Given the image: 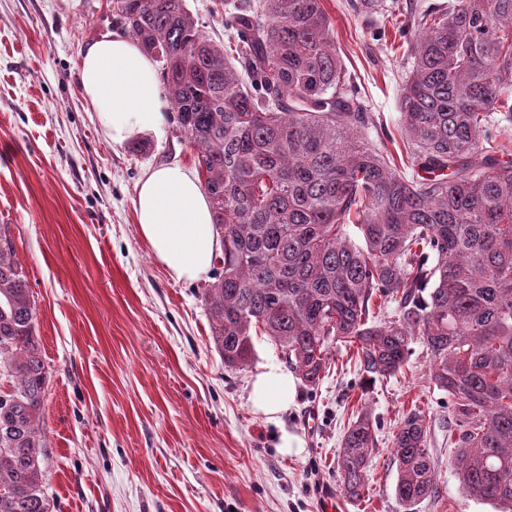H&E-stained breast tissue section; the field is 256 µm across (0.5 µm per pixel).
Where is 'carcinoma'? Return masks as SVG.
<instances>
[{"instance_id": "1", "label": "carcinoma", "mask_w": 512, "mask_h": 512, "mask_svg": "<svg viewBox=\"0 0 512 512\" xmlns=\"http://www.w3.org/2000/svg\"><path fill=\"white\" fill-rule=\"evenodd\" d=\"M410 35L400 90L402 169L361 140L366 99L336 52L322 0H232L228 42L186 0H114L116 24L161 63L223 239L203 289L224 366L243 371L266 336L305 385L354 348L370 381L420 342L448 393V445L468 496L512 512V0H357ZM355 226L360 241L347 227ZM428 295H423V292ZM35 301L0 228V512H49L40 466L48 372ZM377 451L367 408L336 456L362 499ZM405 512L434 493L426 414L397 423Z\"/></svg>"}]
</instances>
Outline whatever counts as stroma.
Segmentation results:
<instances>
[{
    "instance_id": "1",
    "label": "stroma",
    "mask_w": 512,
    "mask_h": 512,
    "mask_svg": "<svg viewBox=\"0 0 512 512\" xmlns=\"http://www.w3.org/2000/svg\"><path fill=\"white\" fill-rule=\"evenodd\" d=\"M110 3L0 0V225L34 296L48 371L49 512H318L320 488L341 486L336 452L364 405L378 422V451L350 512H404L390 448L413 406L429 417L438 463L436 490L414 512H496L461 489L448 445L451 401L431 382L421 344L401 373L374 382L334 352L317 389L297 384L280 424L254 412L251 378L281 364L278 350L254 337L249 370L225 368L202 302L206 280L172 281L136 224L148 167L195 166L174 112L137 151L106 140L81 95L82 51L117 29ZM322 5L375 116L362 137L399 155L401 51L350 0ZM283 428L303 438L299 453L277 451Z\"/></svg>"
}]
</instances>
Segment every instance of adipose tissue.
I'll use <instances>...</instances> for the list:
<instances>
[{
  "label": "adipose tissue",
  "mask_w": 512,
  "mask_h": 512,
  "mask_svg": "<svg viewBox=\"0 0 512 512\" xmlns=\"http://www.w3.org/2000/svg\"><path fill=\"white\" fill-rule=\"evenodd\" d=\"M77 77L94 121L112 144H125L163 124L156 65L130 38L107 32L89 43ZM134 210L141 237L172 280L194 282L210 272L221 237L194 171L167 164L148 168L137 186ZM295 399V381L286 368L266 366L255 375L250 400L266 421L279 422Z\"/></svg>",
  "instance_id": "adipose-tissue-1"
}]
</instances>
